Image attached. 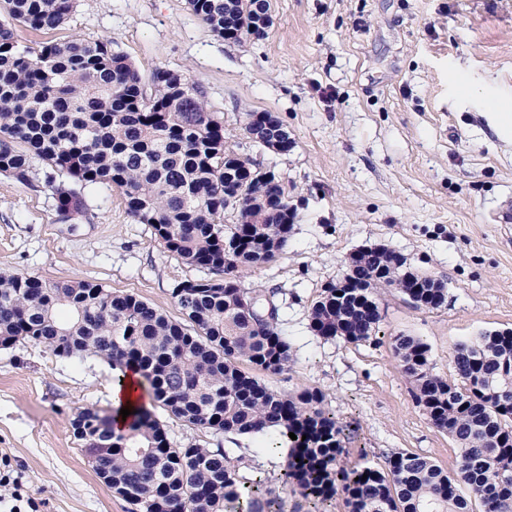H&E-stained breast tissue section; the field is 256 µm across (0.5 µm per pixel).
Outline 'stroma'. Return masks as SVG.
Returning <instances> with one entry per match:
<instances>
[{"label":"stroma","mask_w":512,"mask_h":512,"mask_svg":"<svg viewBox=\"0 0 512 512\" xmlns=\"http://www.w3.org/2000/svg\"><path fill=\"white\" fill-rule=\"evenodd\" d=\"M271 16L264 37L238 43L216 36L186 0H78L52 36L110 41L146 80L158 68L191 77L223 121L226 146L282 179L296 208L288 242L241 275L244 287L275 292L278 330L294 355L264 381L284 393H325L349 431L347 465L408 451L455 472L457 446L417 405L392 338L422 339L436 372L451 379L455 342L512 329V224L493 219L512 198V0H271ZM250 112L275 115L291 149L250 142L242 130ZM86 203L82 214L59 215L39 163L26 183L0 175V271L95 281L180 318L173 288L204 271L135 223L117 188L87 190ZM376 245L442 282L445 304L420 309L388 288L379 342L316 336L309 315L325 286L350 254ZM116 376L93 354L0 346V457L40 512H131L98 479L71 427L82 408L113 411ZM157 417L175 446L237 449L242 474L261 473L279 497L266 512H347L342 499L316 505L282 487L284 456L266 437Z\"/></svg>","instance_id":"35a3bbf8"}]
</instances>
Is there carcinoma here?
Returning <instances> with one entry per match:
<instances>
[{
	"label": "carcinoma",
	"mask_w": 512,
	"mask_h": 512,
	"mask_svg": "<svg viewBox=\"0 0 512 512\" xmlns=\"http://www.w3.org/2000/svg\"><path fill=\"white\" fill-rule=\"evenodd\" d=\"M76 3L0 0V174L26 181L41 162L65 215L83 210V190L114 186L128 215L150 225L167 252L221 282L230 276L229 286L216 288L211 278L177 284L178 321L97 283L0 272V336L58 357L91 353L115 368H134L153 402L192 428L271 436L272 447L287 449L283 484L313 503L340 495L348 512H473L461 491L466 485L483 512H512V330L456 342L453 384L434 371L420 338H393L426 419L459 446L454 474L411 452L394 453L382 466L342 465L344 428L326 409L324 392L288 395L258 376L280 373L292 359L277 330L275 294L245 288L238 276L243 267L273 261L288 241L280 178L224 148L223 122L185 76L158 68L147 85L108 40L15 41V26L48 34ZM187 7L216 36L235 42L264 36L270 24L269 0H187ZM256 116L244 132L267 144L275 129ZM352 261L347 274L365 287L338 296L327 286L311 310L310 328L325 340L376 342L381 288H398L428 310L445 304L447 289L429 287L433 278L417 274L418 287L406 283L389 249H361ZM119 414L86 407L71 426L82 445L81 428L101 431L107 446L84 452L132 512H257L258 497L269 493L262 480L241 475L224 448L171 446L144 405L124 429Z\"/></svg>",
	"instance_id": "obj_1"
}]
</instances>
